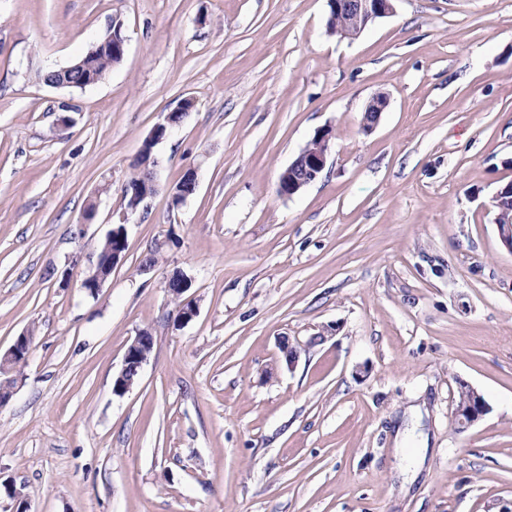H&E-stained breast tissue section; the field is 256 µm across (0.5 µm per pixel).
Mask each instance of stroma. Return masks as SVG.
Masks as SVG:
<instances>
[{"label":"stroma","instance_id":"stroma-1","mask_svg":"<svg viewBox=\"0 0 512 512\" xmlns=\"http://www.w3.org/2000/svg\"><path fill=\"white\" fill-rule=\"evenodd\" d=\"M328 16L0 0V351L33 336L0 408V485L31 512H512V252L493 206L512 183V0H395L354 40ZM116 18L126 52L100 82L39 79ZM186 98L154 149L158 192L127 211L144 139ZM324 127L321 177L281 196ZM119 223L125 257L89 295L71 260ZM142 330L141 379L113 396ZM462 382L490 411L457 431ZM388 106V97L385 94H379L373 97L366 105L362 117V131L370 133L378 125L382 112ZM153 345L149 332L143 330L136 334L124 352L120 369L112 376L113 395L122 397L137 384Z\"/></svg>","mask_w":512,"mask_h":512}]
</instances>
